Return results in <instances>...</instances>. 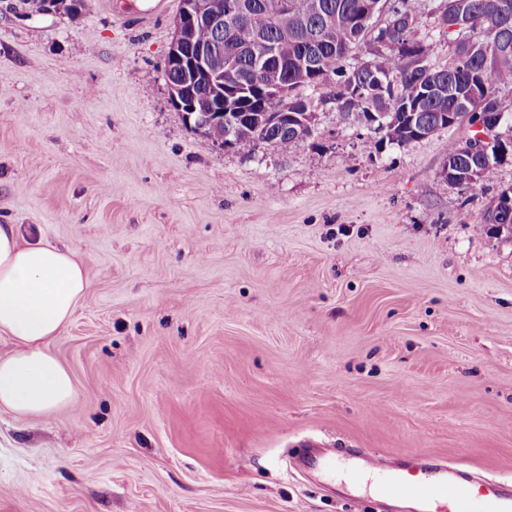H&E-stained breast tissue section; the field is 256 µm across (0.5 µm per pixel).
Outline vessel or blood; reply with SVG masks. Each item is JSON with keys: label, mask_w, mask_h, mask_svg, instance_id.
I'll list each match as a JSON object with an SVG mask.
<instances>
[{"label": "vessel or blood", "mask_w": 512, "mask_h": 512, "mask_svg": "<svg viewBox=\"0 0 512 512\" xmlns=\"http://www.w3.org/2000/svg\"><path fill=\"white\" fill-rule=\"evenodd\" d=\"M317 474L343 468L346 486L382 503L410 502L415 512H512V483L477 479L447 462L418 457L390 467L375 454L337 448L312 456Z\"/></svg>", "instance_id": "1"}]
</instances>
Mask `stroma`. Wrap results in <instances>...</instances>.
<instances>
[{"label": "stroma", "mask_w": 512, "mask_h": 512, "mask_svg": "<svg viewBox=\"0 0 512 512\" xmlns=\"http://www.w3.org/2000/svg\"><path fill=\"white\" fill-rule=\"evenodd\" d=\"M448 0H408L434 66ZM179 0H0V224L84 253L51 344L74 407L0 412V512H381L306 442L512 480V159L442 177L467 123L404 146L318 108L288 153L171 106Z\"/></svg>", "instance_id": "stroma-1"}]
</instances>
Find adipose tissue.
<instances>
[{"label":"adipose tissue","instance_id":"adipose-tissue-1","mask_svg":"<svg viewBox=\"0 0 512 512\" xmlns=\"http://www.w3.org/2000/svg\"><path fill=\"white\" fill-rule=\"evenodd\" d=\"M91 282L83 255L26 242L17 225L0 224V410L25 417L56 414L74 403L70 372L51 351Z\"/></svg>","mask_w":512,"mask_h":512}]
</instances>
